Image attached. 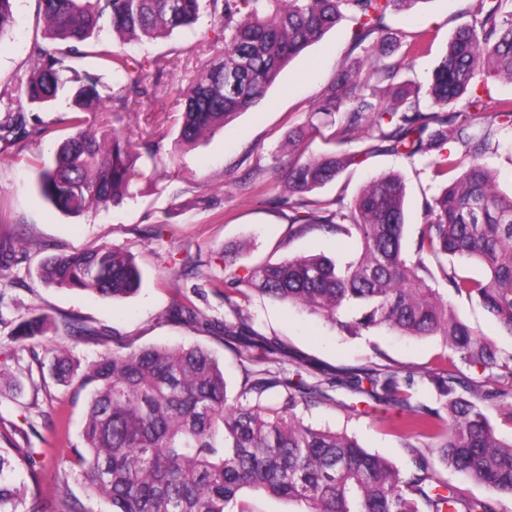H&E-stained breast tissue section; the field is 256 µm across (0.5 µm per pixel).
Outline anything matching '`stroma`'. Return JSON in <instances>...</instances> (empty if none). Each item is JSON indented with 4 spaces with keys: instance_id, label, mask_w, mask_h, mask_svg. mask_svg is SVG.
Here are the masks:
<instances>
[{
    "instance_id": "35a3bbf8",
    "label": "stroma",
    "mask_w": 512,
    "mask_h": 512,
    "mask_svg": "<svg viewBox=\"0 0 512 512\" xmlns=\"http://www.w3.org/2000/svg\"><path fill=\"white\" fill-rule=\"evenodd\" d=\"M472 7L473 0H422L414 9L387 16L386 31L399 33L408 42L421 37L427 43L423 54L402 71L401 80L427 84L449 37L470 22ZM13 18L11 29L0 37V92L12 89L29 72L32 45L45 38L38 0H14ZM352 29L351 20H342L295 57L254 108L184 149L174 161L159 162L153 173L134 186L133 198L119 206L70 217L38 193L35 166L49 158L67 134L65 105L41 115L42 120L55 122V133L35 135L16 146L0 143V237L13 243L20 258L9 282L0 285V363L5 364L11 379L10 384L0 383V434L12 433L21 446L32 449L36 459L45 463L41 478L44 494L53 491L50 466L54 459L80 443L87 398L86 392L53 379L49 365L54 355L66 354L84 366L119 347L199 345L217 356L235 392L245 379V370L233 350L220 338L165 319L173 300L188 298L208 317L227 314L228 307L215 284L225 276L224 250L232 245L247 246L234 265L241 276L258 263L288 256L323 254L344 263L357 255L356 239L320 230L298 233L287 205L288 190L284 183L271 180L269 173L276 156L287 148L293 130L319 124L310 108L334 78L337 65L345 59L363 58V50L352 42ZM214 35L211 21L204 15L191 31L128 45L126 51L131 55L159 57L169 65L151 74L150 95L142 105L126 112L102 107L91 112V120L134 139L156 135L157 114H165L168 125H176L182 109L179 92L201 66L190 47ZM491 141L483 160L496 173L500 190H512V134L498 129ZM369 145L363 130H356L342 149L362 153V162L346 168L319 195L347 202L371 175L398 174L407 192L404 245L406 250H414L422 202L441 182L433 178L428 156L372 153ZM105 242L125 247L134 255L145 274L137 294L100 300L49 286L41 279L39 268L45 257L90 250ZM178 260L187 261L189 275L173 276ZM427 264L436 273L433 288L446 294L460 319L497 351L500 368L490 371L462 363L458 376L462 386L489 393L482 407L497 434L511 438L512 403L493 399L492 394L512 388V372L507 369L512 361V333L477 299L449 293L438 276L444 267L474 278L484 277L485 270L475 260L446 255L428 258ZM239 305L242 316L256 331L280 343L307 368L310 382L327 379L339 368L365 366H389L418 376L447 369L453 356L439 336L418 338L383 329L353 336L320 315L256 292ZM43 312L79 318L100 329L103 336L89 342L54 334L23 342L12 340V322ZM328 393L329 401L312 406L298 403L296 415L315 428L354 436L400 471L410 469V454L398 430L405 410L363 401L339 386L330 387Z\"/></svg>"
}]
</instances>
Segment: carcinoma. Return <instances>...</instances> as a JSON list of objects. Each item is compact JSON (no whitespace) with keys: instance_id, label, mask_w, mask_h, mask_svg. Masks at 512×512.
<instances>
[{"instance_id":"obj_1","label":"carcinoma","mask_w":512,"mask_h":512,"mask_svg":"<svg viewBox=\"0 0 512 512\" xmlns=\"http://www.w3.org/2000/svg\"><path fill=\"white\" fill-rule=\"evenodd\" d=\"M427 0H38L47 38L59 47H33L37 63L20 82L23 98L35 106L69 101V135L49 163L37 165L36 187L60 212L74 217L92 207L107 209L132 197L134 182L145 177L146 162L157 164L164 136L140 143L119 139L90 121L87 112L112 100L121 109L142 103L159 58H136L111 49L95 52L112 72V87L88 74L80 78L67 65L80 47L106 32L123 43L165 39L188 29L205 13L220 36L193 46L206 63L183 92L182 121L168 149L173 157L202 137L224 128L255 107L288 63L333 29L349 13L354 46L372 63L339 65L312 109L329 118L344 114L332 139L347 136L370 121L375 149L413 158L428 151V166L444 177L459 174L424 200L414 255L403 244L407 224L406 188L394 173L370 179L349 205L314 197L355 161L339 152L305 156L297 148L278 157L276 178L295 197L293 223L354 236L359 253L344 265L325 256H292L254 267L224 288L243 295L257 291L300 304L359 335L380 327L408 336H441L458 359L483 368L499 367L492 347L456 315L448 300L429 285L434 279L424 256L474 259L487 270L476 279L446 271L448 289L479 299L512 333V193L499 190L496 175L482 161L491 148L493 128L512 130V99H494L488 79L512 81V0H474L471 22L457 28L434 68L426 89L395 87L394 101L375 99V83L393 81L408 66L415 43L402 54L398 36H384L383 20L392 8L412 9ZM465 99L478 109L460 119L448 106ZM49 124L31 120L22 106L0 112V142L19 143L45 134ZM465 147L459 156L448 141ZM336 209H331V206ZM43 280L58 288L102 299L135 294L143 272L133 254L103 244L89 252L49 259ZM233 320L212 319L192 303L177 300L168 320L185 323L224 340L241 363L255 367L234 399H228L224 369L199 345L144 346L117 350L78 370L66 357H54L51 372L65 384L89 389L81 446L54 462L55 492L42 496L33 453L6 440L0 447V512H83L69 480L79 471L87 489L103 498L110 512H234L245 490L307 505L306 512H497L492 501L512 499V440L496 434L476 400L512 399V390L492 396L456 393L458 377L427 372L415 380L396 370L357 368L339 383L379 402L408 408L400 431L416 470L402 474L385 458L354 438L304 424L293 412L297 398H329L319 381L308 383L265 368L282 359L280 347L241 317L229 295ZM93 339L99 331L75 320L41 313L19 321L15 340L47 333ZM433 386L443 410L409 402L417 384ZM282 388L274 402L268 393ZM435 443L422 450L420 439ZM483 486L488 499H465L456 486L436 476L435 464Z\"/></svg>"}]
</instances>
